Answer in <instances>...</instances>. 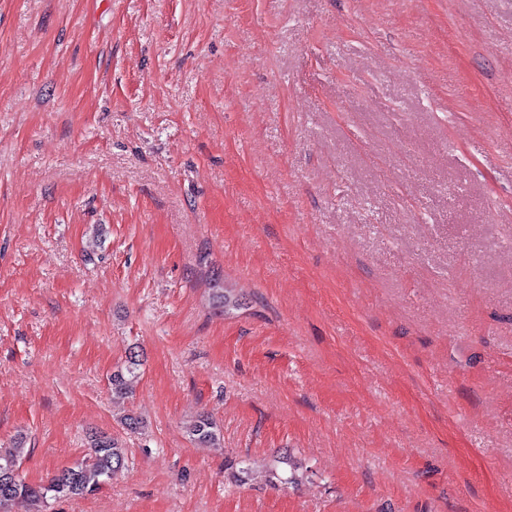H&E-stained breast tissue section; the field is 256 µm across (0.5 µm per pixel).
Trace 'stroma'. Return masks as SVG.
<instances>
[{
  "label": "stroma",
  "instance_id": "1",
  "mask_svg": "<svg viewBox=\"0 0 512 512\" xmlns=\"http://www.w3.org/2000/svg\"><path fill=\"white\" fill-rule=\"evenodd\" d=\"M91 429L52 512H512V0H0V444ZM142 361V353L133 347L126 355L123 365L112 372L108 380L113 402H124L132 396ZM186 429L194 442L210 448L222 447L221 431L208 413H200ZM89 439L90 451L81 463L58 469L41 484L28 483L19 474L23 436L15 438L9 448H0V511L12 512L14 506L27 502L46 506L49 501L99 491L109 474L125 466L126 457L117 436L93 433Z\"/></svg>",
  "mask_w": 512,
  "mask_h": 512
}]
</instances>
